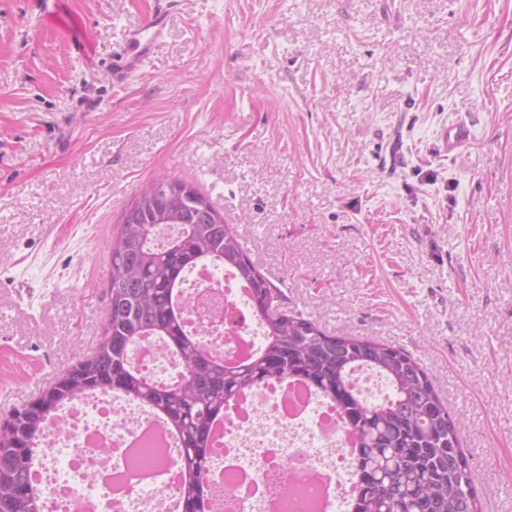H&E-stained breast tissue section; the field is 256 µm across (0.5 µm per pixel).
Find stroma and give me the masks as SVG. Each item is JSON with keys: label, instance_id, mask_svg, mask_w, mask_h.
Returning <instances> with one entry per match:
<instances>
[{"label": "stroma", "instance_id": "stroma-1", "mask_svg": "<svg viewBox=\"0 0 512 512\" xmlns=\"http://www.w3.org/2000/svg\"><path fill=\"white\" fill-rule=\"evenodd\" d=\"M157 9L0 0V418L94 353L124 208L189 179L289 309L421 365L512 512V0H179L114 84ZM163 6L159 8L157 15L144 27L143 30L136 31L129 40V46L133 48L132 53L122 55L118 61H114L111 67L112 80L116 82H125L127 78L149 59L152 48L163 36V11L174 8L177 0H161ZM149 34L148 38H143V33ZM475 138L471 125L463 120L454 121L440 131L439 140L444 154L448 158L469 145Z\"/></svg>", "mask_w": 512, "mask_h": 512}]
</instances>
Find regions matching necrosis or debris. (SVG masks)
I'll return each mask as SVG.
<instances>
[{"instance_id": "1", "label": "necrosis or debris", "mask_w": 512, "mask_h": 512, "mask_svg": "<svg viewBox=\"0 0 512 512\" xmlns=\"http://www.w3.org/2000/svg\"><path fill=\"white\" fill-rule=\"evenodd\" d=\"M192 297L217 292L224 306L190 308L187 323L229 359L259 345L263 328L234 272L212 264L184 276ZM134 360L158 382L180 368L155 341ZM45 467L33 473L42 512H174L180 472L173 438L138 404L97 393L64 406L42 438ZM212 479L217 512H341L353 483L351 444L336 411L316 394L276 384L240 397L215 442Z\"/></svg>"}]
</instances>
